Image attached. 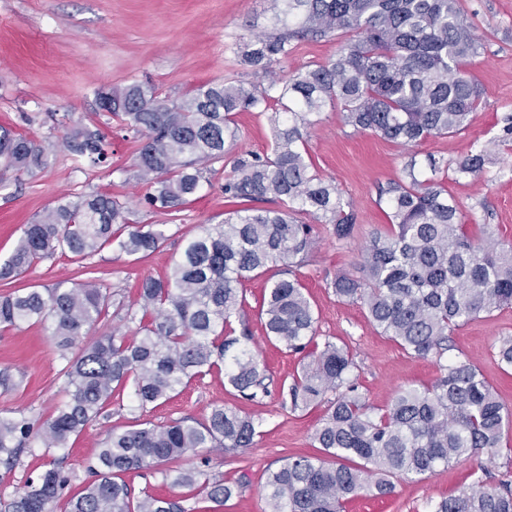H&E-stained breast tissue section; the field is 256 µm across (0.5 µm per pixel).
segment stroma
<instances>
[{"label":"stroma","mask_w":512,"mask_h":512,"mask_svg":"<svg viewBox=\"0 0 512 512\" xmlns=\"http://www.w3.org/2000/svg\"><path fill=\"white\" fill-rule=\"evenodd\" d=\"M483 49L468 71L484 95L468 129L452 137H432L411 149L344 125L336 108L329 107L311 129L306 148L318 173L333 179L358 215L360 230L349 243H338L329 227L319 226L318 241L306 266L303 283L318 319L319 339L347 345L357 364L360 390L370 405L390 404L397 389L427 385L440 375L435 358H413L368 322L360 304L339 300L329 283L340 272H355L361 250L372 232L387 228V204L379 187L403 178L410 157L435 159L439 166L455 164L473 145L502 133L512 116V0H461ZM272 0H0V125L35 141L48 156L45 168L16 175L0 168V263L7 260L24 225L41 218L58 204L80 197L109 193L131 209L132 220L161 224L166 239L150 256L134 260L117 247L100 251L87 262L71 255H55L21 276L0 280V293L15 288H52L57 283L85 281V268L109 296V308L96 333L112 329L130 334L136 328L125 318L136 301L143 277L165 279L178 259L185 238L200 225L219 224L230 205L222 186L233 161L244 154L266 155L273 133L265 115L241 112L235 116L237 140L228 145L209 185L186 205L178 218L151 211L145 204L146 187L138 178V144L124 126L100 109L96 92L102 87L150 82L173 99L184 97L200 84L238 78L261 83V75L241 65L236 46L241 38L270 32ZM99 131L106 158L92 165L76 161L64 143L77 127ZM461 207L462 221L474 236L483 229L512 240V166L497 163L480 177L448 184ZM278 269L244 282L245 313L273 382L270 394L247 400L214 372L191 380L168 401L139 410L131 398L112 404L109 417L90 424L71 438L64 452L42 445L25 449L13 468L0 465V498L21 491L28 477L63 458L73 472L72 493H79L94 461L99 441L111 428L120 430L136 421L164 424L176 419L203 420L212 407L226 406L261 423L255 446L228 455L207 448L182 458V466L204 465L208 477L240 480L241 493L220 512H265L267 472L291 455H317L311 435L321 409L294 410L281 390L299 369L300 358L267 342L258 315L264 288ZM512 336V305L480 315L453 331L445 359L463 356L483 372L502 400L512 407V374H505L493 357L500 337ZM64 363L44 325L24 323L0 329V374L16 381V388H0V415L25 410L35 423L52 414L64 383ZM489 485L512 481V456L486 455L438 468L427 479H399L394 493L383 499L363 498L346 512H432V506L469 486L475 477ZM134 496L149 492L176 496L191 512H207L210 503L187 488H171L157 470H131L121 476Z\"/></svg>","instance_id":"stroma-1"}]
</instances>
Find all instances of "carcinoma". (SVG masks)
I'll use <instances>...</instances> for the list:
<instances>
[{
	"instance_id": "obj_1",
	"label": "carcinoma",
	"mask_w": 512,
	"mask_h": 512,
	"mask_svg": "<svg viewBox=\"0 0 512 512\" xmlns=\"http://www.w3.org/2000/svg\"><path fill=\"white\" fill-rule=\"evenodd\" d=\"M273 2L274 31L249 38L237 50L239 62L262 73L267 84L225 79L176 101L149 83L98 90L101 107L141 138L137 167L153 211L175 213L201 191L204 171L222 161L225 145L237 138L236 113H266L271 152L238 157L224 178L227 200L263 206L229 211L224 222L205 225L186 239L166 280H140L136 304L142 317L129 316L139 320L136 336L114 330L75 359L69 353L108 306L95 282L0 294V327L47 326L66 362L64 399L40 427L22 411L0 416L1 462L14 464L33 441L48 450L66 447L71 436L108 416V407L128 387L143 410L222 367L227 384L241 396L255 400L269 394L266 366L250 346L248 325L241 323L237 333L230 319L240 317L246 304L244 282L276 265L286 277L264 289V329L269 339L302 355L288 395L295 409L324 407L313 433L323 456H292L269 471L268 512H344L355 498L390 496L397 477L423 479L440 466L503 451L512 409L464 357L440 364L434 384L402 388L384 409L369 405L347 347L328 339L314 342L317 318L301 279L317 225H331L338 242L349 241L358 229L352 204L308 157L306 138L316 117L330 104L354 131L407 147L466 131L483 97L480 84L463 71L482 48L472 23L460 0ZM343 34L332 58L286 76L277 72L295 42ZM511 140L508 122L501 136L472 147L456 162V178L483 175L496 163V150ZM66 146L79 161L96 164L105 156L99 132L87 127L66 136ZM0 162L31 173L47 164V155L34 141L0 127ZM404 172L403 180L379 189L390 210L388 229L371 236L357 273L336 275L330 287L337 297L361 304L378 333L424 359L441 355L452 330L512 304V241L489 229L478 239L469 235L435 162L425 170L412 158ZM115 224L130 229L117 235ZM164 240L156 225L130 223L119 197L94 194L25 225L13 253L0 264V279L15 278L59 251L85 260L115 245L146 257ZM495 361L512 370V336L499 340ZM258 427L254 418L216 406L198 422L112 430L89 467L92 479L69 499L68 512H188L174 497L147 494L132 501L119 476L175 464L199 448L244 452L255 445ZM201 476L196 467L163 473L172 486L195 488L218 506L241 488ZM72 481L62 460L55 459L26 480L23 492L0 499V512H54ZM432 512H512V485L487 486L479 478L434 504Z\"/></svg>"
}]
</instances>
